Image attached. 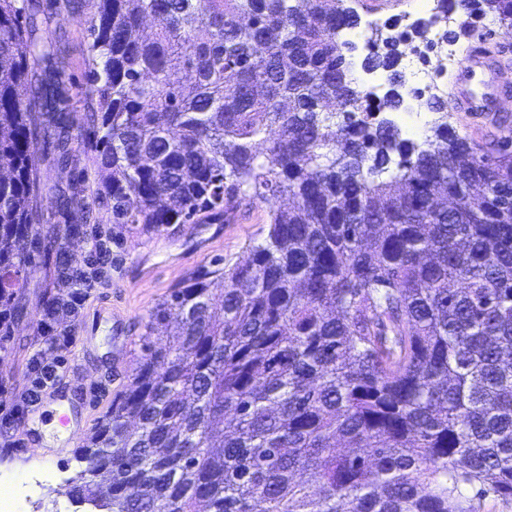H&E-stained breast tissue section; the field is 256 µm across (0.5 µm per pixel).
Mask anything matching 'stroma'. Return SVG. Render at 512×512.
Wrapping results in <instances>:
<instances>
[{
	"label": "stroma",
	"mask_w": 512,
	"mask_h": 512,
	"mask_svg": "<svg viewBox=\"0 0 512 512\" xmlns=\"http://www.w3.org/2000/svg\"><path fill=\"white\" fill-rule=\"evenodd\" d=\"M96 0H40L39 41L51 45V60L39 61L29 73L30 88L59 79L63 106L71 127L68 159L59 161L52 135L54 116L37 112L33 122L40 132L39 222L34 234L21 239L17 247L32 261L31 272L16 289L5 322L0 323V377L9 378L12 389L0 394V418L26 411L24 393L35 378L30 358L43 351L55 365L58 376L40 394L38 414L31 426L49 423L52 404L67 405L80 424L54 451L50 472H77L76 456L87 445L98 421L102 420L119 394L129 384L144 343L145 326L156 305L173 288L185 286L200 274L236 263H245L249 245L262 239L268 228V214L276 202L258 199L225 213L219 221L193 220L163 227L150 233L127 235L111 246V262L93 280V290L79 319L70 326L75 343L62 354L45 348L37 335L41 307L56 292L57 248H64L72 266L85 267L94 260L96 233H107L105 210L95 199L94 152L91 148L97 118L90 104L88 74V22ZM77 196L80 203L100 215L97 224L85 225L82 234L66 237L71 222L62 198Z\"/></svg>",
	"instance_id": "stroma-1"
}]
</instances>
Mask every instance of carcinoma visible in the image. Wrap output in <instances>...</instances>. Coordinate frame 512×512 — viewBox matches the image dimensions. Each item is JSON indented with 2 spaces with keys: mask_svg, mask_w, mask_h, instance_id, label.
<instances>
[{
  "mask_svg": "<svg viewBox=\"0 0 512 512\" xmlns=\"http://www.w3.org/2000/svg\"><path fill=\"white\" fill-rule=\"evenodd\" d=\"M0 0V305L38 221L36 0ZM512 27V0H449ZM345 0H97L96 194L153 231L287 197L251 259L174 289L69 483L97 512H471L512 499V151L358 115ZM400 161L390 169L391 153ZM388 177H382V174ZM73 211L76 236L90 211ZM175 330L168 331L169 325ZM475 492V488H471L470 486L463 487L464 495L469 499H472L470 502L472 504L471 512H512L511 499L505 501L492 493L479 499L474 496Z\"/></svg>",
  "mask_w": 512,
  "mask_h": 512,
  "instance_id": "obj_1",
  "label": "carcinoma"
}]
</instances>
